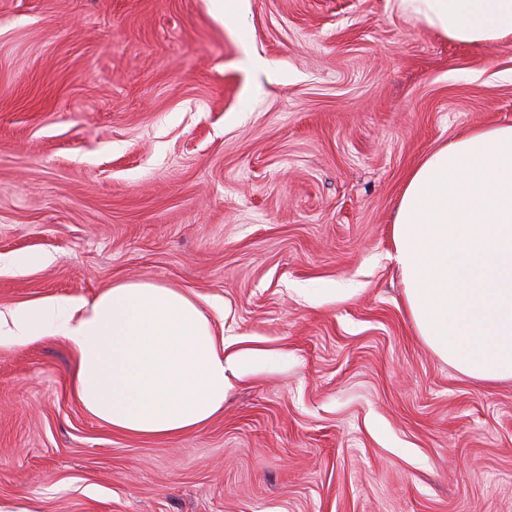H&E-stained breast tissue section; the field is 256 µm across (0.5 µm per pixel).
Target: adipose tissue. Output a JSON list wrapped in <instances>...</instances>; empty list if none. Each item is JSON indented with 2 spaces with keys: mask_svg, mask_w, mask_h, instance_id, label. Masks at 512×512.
<instances>
[{
  "mask_svg": "<svg viewBox=\"0 0 512 512\" xmlns=\"http://www.w3.org/2000/svg\"><path fill=\"white\" fill-rule=\"evenodd\" d=\"M401 2L449 41H512V0ZM391 239L427 347L463 375L512 381V125L473 129L423 157L404 182ZM46 336L78 356L79 403L144 438L199 428L223 407L231 377L267 359L219 335L195 295L151 282L0 311V345Z\"/></svg>",
  "mask_w": 512,
  "mask_h": 512,
  "instance_id": "1",
  "label": "adipose tissue"
}]
</instances>
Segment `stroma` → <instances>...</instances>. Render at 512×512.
I'll return each instance as SVG.
<instances>
[{
	"label": "stroma",
	"instance_id": "1",
	"mask_svg": "<svg viewBox=\"0 0 512 512\" xmlns=\"http://www.w3.org/2000/svg\"><path fill=\"white\" fill-rule=\"evenodd\" d=\"M0 0V309L120 281L203 297L271 366L174 439L0 347V512H512V382L441 361L390 226L435 148L512 124V42L399 0Z\"/></svg>",
	"mask_w": 512,
	"mask_h": 512
}]
</instances>
